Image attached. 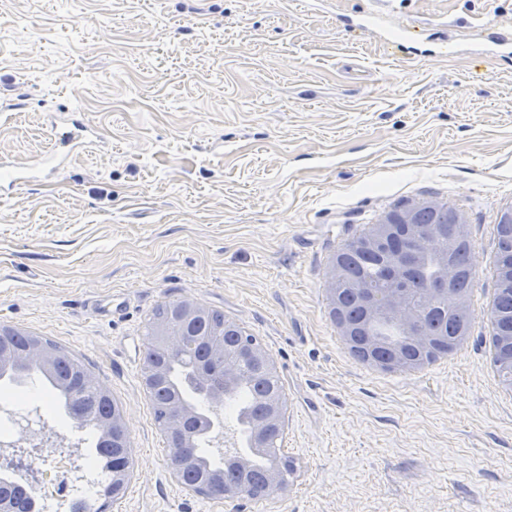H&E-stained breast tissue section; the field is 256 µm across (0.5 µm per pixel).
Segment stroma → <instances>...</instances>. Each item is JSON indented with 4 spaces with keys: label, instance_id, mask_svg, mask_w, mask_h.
I'll return each instance as SVG.
<instances>
[{
    "label": "stroma",
    "instance_id": "35a3bbf8",
    "mask_svg": "<svg viewBox=\"0 0 512 512\" xmlns=\"http://www.w3.org/2000/svg\"><path fill=\"white\" fill-rule=\"evenodd\" d=\"M374 0H0V158L76 103L103 143L0 200V325L79 357L118 403L134 473L108 512H512V388L494 364L496 225L512 206V56L397 59L342 17ZM426 47L512 33V0H394ZM470 232L472 328L414 372L353 359L336 251L398 205ZM257 336L287 405L285 493L227 502L173 477L141 377L163 301Z\"/></svg>",
    "mask_w": 512,
    "mask_h": 512
}]
</instances>
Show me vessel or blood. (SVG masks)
<instances>
[{
    "mask_svg": "<svg viewBox=\"0 0 512 512\" xmlns=\"http://www.w3.org/2000/svg\"><path fill=\"white\" fill-rule=\"evenodd\" d=\"M384 16L382 7L377 6L349 20L348 26L362 33L384 32L386 44L397 47L417 39L418 33L414 28L385 27ZM479 40L486 46L489 55L512 54V38L497 35L493 24L480 27ZM78 114V109L67 106L52 113L50 125L56 133V138L50 152L38 161L25 164L9 162L0 165V195L38 181L42 176L58 173L76 149L95 141L94 131L89 125L79 121Z\"/></svg>",
    "mask_w": 512,
    "mask_h": 512,
    "instance_id": "vessel-or-blood-1",
    "label": "vessel or blood"
}]
</instances>
